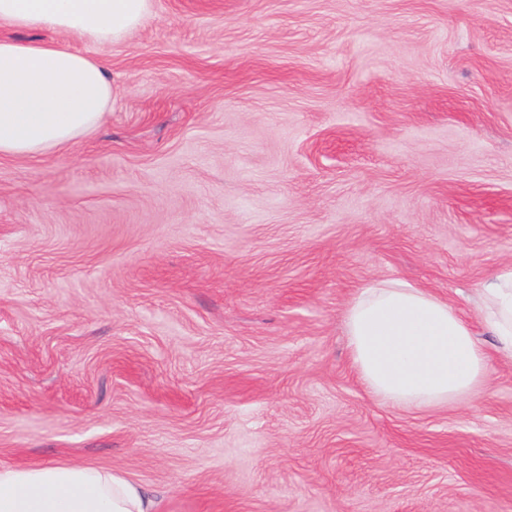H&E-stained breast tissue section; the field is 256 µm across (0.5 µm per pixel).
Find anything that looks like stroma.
Returning <instances> with one entry per match:
<instances>
[{"label":"stroma","mask_w":512,"mask_h":512,"mask_svg":"<svg viewBox=\"0 0 512 512\" xmlns=\"http://www.w3.org/2000/svg\"><path fill=\"white\" fill-rule=\"evenodd\" d=\"M91 132L0 160V465L103 467L156 512H512V0H152ZM401 279L490 357L407 410L344 311ZM482 312L499 350L512 358V266L501 270L484 285Z\"/></svg>","instance_id":"35a3bbf8"}]
</instances>
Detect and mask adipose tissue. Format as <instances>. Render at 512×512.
Here are the masks:
<instances>
[{"label":"adipose tissue","mask_w":512,"mask_h":512,"mask_svg":"<svg viewBox=\"0 0 512 512\" xmlns=\"http://www.w3.org/2000/svg\"><path fill=\"white\" fill-rule=\"evenodd\" d=\"M152 0H0V25L119 42ZM112 102L103 64L60 43L0 39V158L27 159L94 129ZM482 312L512 356V266L489 280ZM352 361L393 406L422 408L478 396L488 354L446 302L402 280L364 286L346 310ZM139 485L100 467H0V512H155Z\"/></svg>","instance_id":"adipose-tissue-1"}]
</instances>
